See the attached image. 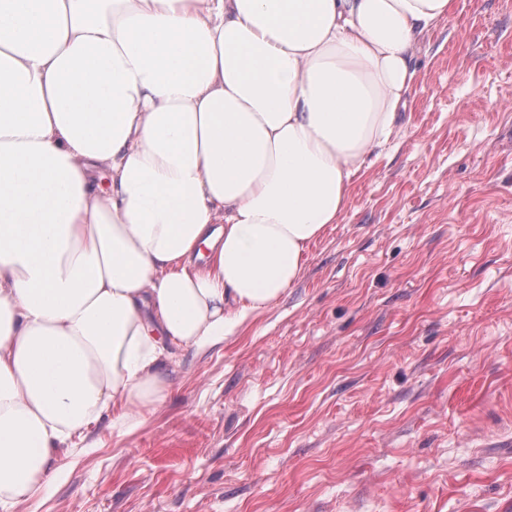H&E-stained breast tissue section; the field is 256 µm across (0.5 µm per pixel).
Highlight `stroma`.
I'll return each instance as SVG.
<instances>
[{
  "instance_id": "obj_1",
  "label": "stroma",
  "mask_w": 512,
  "mask_h": 512,
  "mask_svg": "<svg viewBox=\"0 0 512 512\" xmlns=\"http://www.w3.org/2000/svg\"><path fill=\"white\" fill-rule=\"evenodd\" d=\"M416 63L299 281L16 512H512V0Z\"/></svg>"
}]
</instances>
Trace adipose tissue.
<instances>
[{"label": "adipose tissue", "instance_id": "1", "mask_svg": "<svg viewBox=\"0 0 512 512\" xmlns=\"http://www.w3.org/2000/svg\"><path fill=\"white\" fill-rule=\"evenodd\" d=\"M457 0H0V512L273 307Z\"/></svg>", "mask_w": 512, "mask_h": 512}]
</instances>
